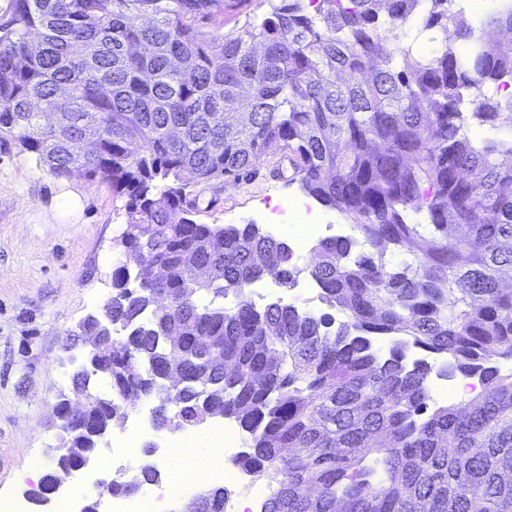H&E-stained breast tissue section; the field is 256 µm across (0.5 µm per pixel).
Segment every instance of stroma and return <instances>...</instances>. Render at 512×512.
I'll list each match as a JSON object with an SVG mask.
<instances>
[{
	"instance_id": "35a3bbf8",
	"label": "stroma",
	"mask_w": 512,
	"mask_h": 512,
	"mask_svg": "<svg viewBox=\"0 0 512 512\" xmlns=\"http://www.w3.org/2000/svg\"><path fill=\"white\" fill-rule=\"evenodd\" d=\"M287 166L283 150L273 145L247 177L197 186L195 221L254 223L271 230V207L302 194L298 184L278 177V169ZM68 181L79 189L82 207L59 215L48 207L58 178L16 140L0 138V493L22 499L25 512H40L34 500L43 491L22 480V473L35 456L52 472L53 450L60 444L55 406L72 390L64 350L68 332L99 313L112 293V270L123 257L113 247L127 222L123 199L78 171ZM172 435L170 428H152L117 460L99 451L87 480L67 479L63 492L85 505L120 467L131 477L151 465L162 482H170L177 474L175 460L163 457L160 448ZM152 445L157 453H149Z\"/></svg>"
}]
</instances>
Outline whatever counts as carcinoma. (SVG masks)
Listing matches in <instances>:
<instances>
[{
  "instance_id": "1",
  "label": "carcinoma",
  "mask_w": 512,
  "mask_h": 512,
  "mask_svg": "<svg viewBox=\"0 0 512 512\" xmlns=\"http://www.w3.org/2000/svg\"><path fill=\"white\" fill-rule=\"evenodd\" d=\"M457 2L267 0L224 34L198 26L224 0H9L0 137L126 198L116 245L165 268L112 271V397L66 420L56 464L95 453L82 436L141 391L163 425L215 414L250 433L238 464L266 487L258 512H512V97L485 91L512 85V48L491 37L512 30V0L482 17ZM450 25L466 51L408 41ZM272 144L356 232L320 240L303 270L338 323L253 300L271 271L286 286L303 272L286 242L193 219L192 188ZM412 349L487 390L432 406ZM174 366L175 396L152 386Z\"/></svg>"
}]
</instances>
